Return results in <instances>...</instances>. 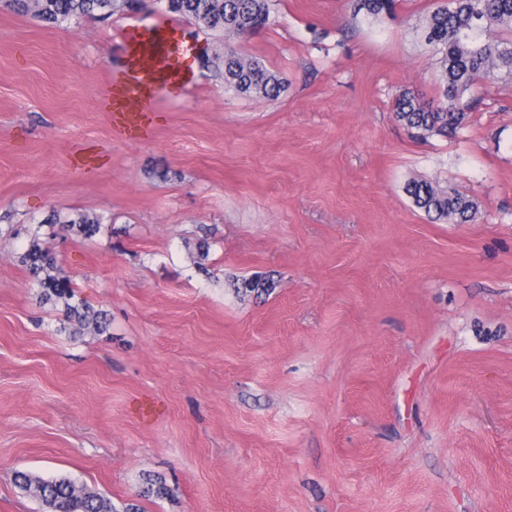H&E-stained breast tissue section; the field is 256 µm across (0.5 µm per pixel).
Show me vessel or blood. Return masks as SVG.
<instances>
[{
    "label": "vessel or blood",
    "instance_id": "obj_1",
    "mask_svg": "<svg viewBox=\"0 0 512 512\" xmlns=\"http://www.w3.org/2000/svg\"><path fill=\"white\" fill-rule=\"evenodd\" d=\"M189 46L177 40L169 26L140 23L136 26V48L127 67L112 78V89L124 102L115 110L113 123L131 139L147 133L154 110L151 84L175 82L182 74L180 57Z\"/></svg>",
    "mask_w": 512,
    "mask_h": 512
}]
</instances>
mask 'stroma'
Returning <instances> with one entry per match:
<instances>
[{
    "label": "stroma",
    "instance_id": "stroma-1",
    "mask_svg": "<svg viewBox=\"0 0 512 512\" xmlns=\"http://www.w3.org/2000/svg\"><path fill=\"white\" fill-rule=\"evenodd\" d=\"M434 7L273 0L237 44L270 100L225 89L221 38L155 2L60 29L0 0V512H42L20 471L141 512H512V86L408 137L395 95L439 101ZM164 19L191 81L118 137L130 26ZM412 179L479 220L431 219ZM79 213L99 233L65 232ZM33 229L103 333L41 301ZM353 18H357L360 13L368 17H378L379 15L391 13L396 6V0H353ZM405 191L416 208L447 224H470L479 218V205L472 197L440 181L412 179Z\"/></svg>",
    "mask_w": 512,
    "mask_h": 512
}]
</instances>
